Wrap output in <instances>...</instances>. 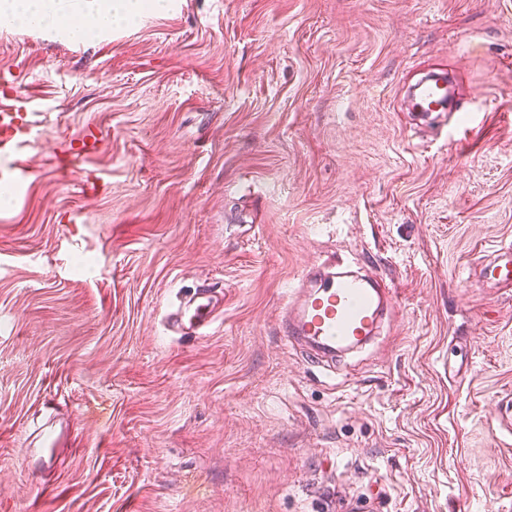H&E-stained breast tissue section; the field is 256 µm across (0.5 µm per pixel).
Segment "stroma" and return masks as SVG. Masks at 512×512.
<instances>
[{"instance_id":"35a3bbf8","label":"stroma","mask_w":512,"mask_h":512,"mask_svg":"<svg viewBox=\"0 0 512 512\" xmlns=\"http://www.w3.org/2000/svg\"><path fill=\"white\" fill-rule=\"evenodd\" d=\"M437 64L471 113L402 98ZM33 125L0 201V512H512V0H170L0 25ZM83 192L54 157L86 125ZM396 304L334 367L280 329L313 264ZM224 294L204 336L163 324ZM498 257L499 255L490 260L483 270L495 283L506 288H512V267L510 266L512 262L508 260L501 263L500 260L497 261Z\"/></svg>"}]
</instances>
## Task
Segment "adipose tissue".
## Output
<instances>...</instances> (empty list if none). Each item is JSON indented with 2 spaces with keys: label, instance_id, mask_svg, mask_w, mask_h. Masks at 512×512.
I'll return each instance as SVG.
<instances>
[{
  "label": "adipose tissue",
  "instance_id": "adipose-tissue-1",
  "mask_svg": "<svg viewBox=\"0 0 512 512\" xmlns=\"http://www.w3.org/2000/svg\"><path fill=\"white\" fill-rule=\"evenodd\" d=\"M137 15L135 0H0L1 24L62 29L78 40Z\"/></svg>",
  "mask_w": 512,
  "mask_h": 512
}]
</instances>
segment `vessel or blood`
Returning <instances> with one entry per match:
<instances>
[{"label":"vessel or blood","instance_id":"b4317fda","mask_svg":"<svg viewBox=\"0 0 512 512\" xmlns=\"http://www.w3.org/2000/svg\"><path fill=\"white\" fill-rule=\"evenodd\" d=\"M446 71L429 72L409 88V96L420 109V122L446 128L455 113L468 109L467 102L454 99ZM32 124L23 107L0 106V157L6 158L0 176L23 183L30 175L28 161L19 148L27 142ZM93 128L70 140L56 158L61 171L82 172L85 160L98 149ZM219 299L211 287L185 294L165 314L170 331L202 335L212 324ZM394 304L391 289L368 271H354L338 263L309 269L282 309L281 329L287 341L299 345L313 364L330 363L340 355L361 349L379 335L384 313Z\"/></svg>","mask_w":512,"mask_h":512}]
</instances>
